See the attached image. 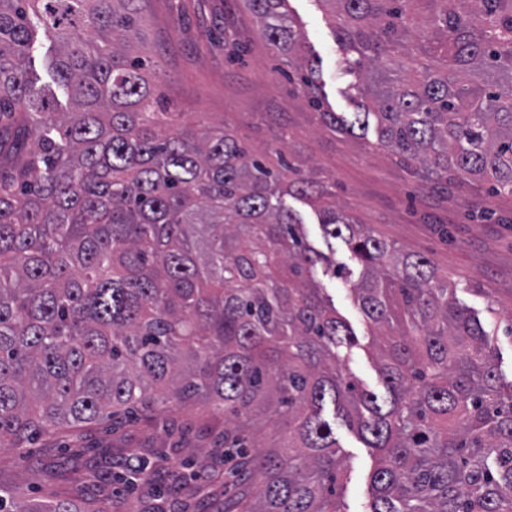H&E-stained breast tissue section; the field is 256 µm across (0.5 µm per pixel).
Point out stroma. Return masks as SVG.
Segmentation results:
<instances>
[{"instance_id":"35a3bbf8","label":"stroma","mask_w":512,"mask_h":512,"mask_svg":"<svg viewBox=\"0 0 512 512\" xmlns=\"http://www.w3.org/2000/svg\"><path fill=\"white\" fill-rule=\"evenodd\" d=\"M318 68L317 93L325 109L354 112L358 99L340 66L341 52L324 0H286ZM142 41L163 74L161 90L183 112L184 123L223 121L250 153L271 167L286 158L327 186L333 200L359 223L398 249L429 258L459 302L482 322L512 319V196L493 195L457 178L423 180L380 147L375 128L351 136L326 129L305 94L288 80V58L273 51L243 0H148ZM285 205L303 223L308 241L347 269L357 264L340 241H325L317 210L288 196ZM337 313L358 336L345 365L359 385L378 389L370 326L351 285L318 270ZM201 409L170 406L159 416L132 411L73 432L44 434L24 457L0 448V484L19 500L64 497L83 506L112 504L117 512H233L235 470L216 450ZM338 454L347 476L338 494L346 512H366L375 463L356 431L338 425ZM159 460L153 487L113 484L130 450ZM197 473L199 493L172 491L184 466Z\"/></svg>"}]
</instances>
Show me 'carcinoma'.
<instances>
[{"mask_svg": "<svg viewBox=\"0 0 512 512\" xmlns=\"http://www.w3.org/2000/svg\"><path fill=\"white\" fill-rule=\"evenodd\" d=\"M282 2L246 0L325 126L373 119L416 173L512 195V0H323L343 71L371 99L351 123L321 110ZM144 3L0 0V447L180 403L224 420V442L254 441L241 512H343L340 419L376 450L369 512H512V383L492 347L512 320L489 329L428 258L224 124L178 125L134 43ZM34 18L56 44L66 108L31 75ZM286 195L318 208L361 266L353 292L379 330L382 396L339 359L358 339L316 284L327 257ZM270 422L287 446L259 444ZM0 512L85 508L0 486Z\"/></svg>", "mask_w": 512, "mask_h": 512, "instance_id": "carcinoma-1", "label": "carcinoma"}]
</instances>
